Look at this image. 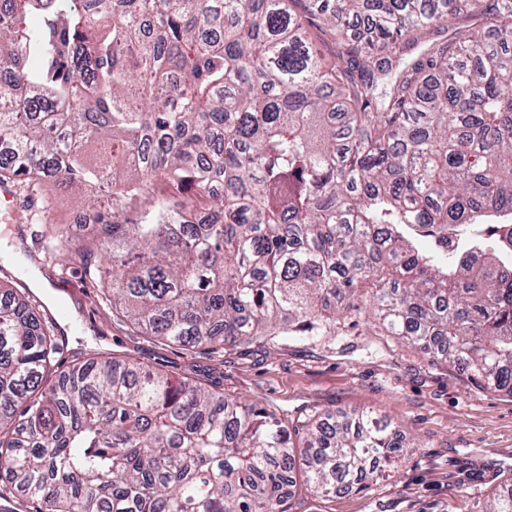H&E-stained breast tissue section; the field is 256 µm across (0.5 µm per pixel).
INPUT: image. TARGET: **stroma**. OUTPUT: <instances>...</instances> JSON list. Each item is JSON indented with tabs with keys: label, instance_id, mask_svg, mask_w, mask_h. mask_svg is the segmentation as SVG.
Here are the masks:
<instances>
[{
	"label": "stroma",
	"instance_id": "1",
	"mask_svg": "<svg viewBox=\"0 0 512 512\" xmlns=\"http://www.w3.org/2000/svg\"><path fill=\"white\" fill-rule=\"evenodd\" d=\"M17 220L28 227L17 239L0 221V269L19 282L34 273L49 281L40 298L60 319L66 367L92 352H107L174 378H187L224 398L260 404L284 421L336 419L370 411L387 418L404 446L397 469L369 488L347 491L325 503L326 512H483L498 485L512 477V394L491 393L460 369L433 362L388 336L365 313L366 296L336 321V333L310 339H261L245 347L179 346L142 336L116 318L101 289L79 273L58 276L9 255L10 247L41 248L60 229L75 240L90 238L84 224L88 198L53 183H15Z\"/></svg>",
	"mask_w": 512,
	"mask_h": 512
}]
</instances>
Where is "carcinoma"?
<instances>
[{
    "instance_id": "carcinoma-1",
    "label": "carcinoma",
    "mask_w": 512,
    "mask_h": 512,
    "mask_svg": "<svg viewBox=\"0 0 512 512\" xmlns=\"http://www.w3.org/2000/svg\"><path fill=\"white\" fill-rule=\"evenodd\" d=\"M0 0V184L94 190L100 259L58 230L141 332L227 347L326 336L369 294L389 335L512 393V0ZM481 13L404 62L431 31ZM174 189L138 224L125 204ZM201 207V224H176ZM0 279V471L41 512H324L403 447L388 420L309 419L94 352ZM485 512H512L505 480Z\"/></svg>"
}]
</instances>
